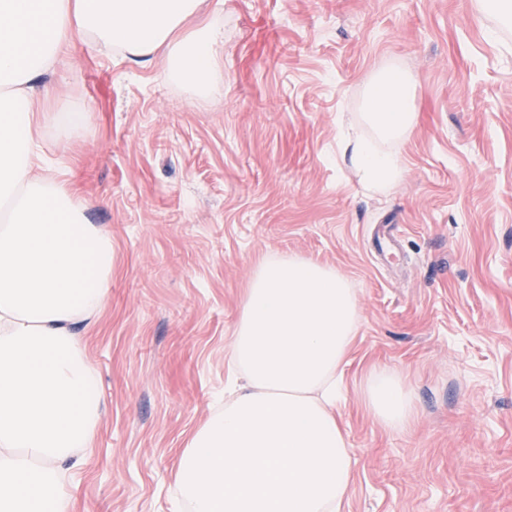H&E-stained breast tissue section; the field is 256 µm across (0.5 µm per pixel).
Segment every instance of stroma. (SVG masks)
Segmentation results:
<instances>
[{"instance_id":"obj_1","label":"stroma","mask_w":512,"mask_h":512,"mask_svg":"<svg viewBox=\"0 0 512 512\" xmlns=\"http://www.w3.org/2000/svg\"><path fill=\"white\" fill-rule=\"evenodd\" d=\"M222 4L224 86L203 99L75 40L46 79L57 176L112 237L107 306L84 331L105 412L74 512H172L182 450L229 384L245 293L271 255L332 267L359 322L337 406L356 459L344 512H512V28L477 0ZM410 75L419 122L388 194L337 158L372 79ZM405 228L375 262L377 225ZM401 373L416 416L381 428L368 372Z\"/></svg>"}]
</instances>
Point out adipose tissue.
Returning a JSON list of instances; mask_svg holds the SVG:
<instances>
[{"instance_id":"adipose-tissue-1","label":"adipose tissue","mask_w":512,"mask_h":512,"mask_svg":"<svg viewBox=\"0 0 512 512\" xmlns=\"http://www.w3.org/2000/svg\"><path fill=\"white\" fill-rule=\"evenodd\" d=\"M203 0H0V512H73L69 463L101 419L100 389L79 326L108 303L112 239L88 223L68 182L50 174L44 132L70 141L88 113L58 117L42 78L75 38L150 61L202 92L224 84V25ZM409 82L372 83L360 125L340 134L342 162L388 191L405 171ZM358 304L331 268L265 259L247 290L230 349L239 379L185 448L178 501L192 512H342L351 450L336 415ZM365 402L392 432L413 422L403 377L380 368Z\"/></svg>"}]
</instances>
